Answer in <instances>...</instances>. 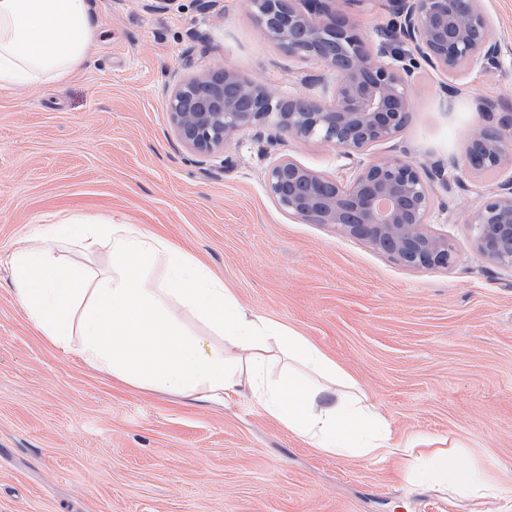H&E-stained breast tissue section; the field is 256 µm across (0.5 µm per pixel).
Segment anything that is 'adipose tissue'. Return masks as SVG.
Listing matches in <instances>:
<instances>
[{"label":"adipose tissue","instance_id":"1","mask_svg":"<svg viewBox=\"0 0 512 512\" xmlns=\"http://www.w3.org/2000/svg\"><path fill=\"white\" fill-rule=\"evenodd\" d=\"M100 31L90 0H0V89L23 90L67 80L92 62ZM51 245L12 259L16 294L29 318L55 346L80 337L89 365L146 389L174 393H249L268 415L313 448L372 462L407 461L404 477L478 503L512 498V477L458 461L455 447L429 438L394 440L383 415L355 380L294 330L242 307L222 281L182 252L127 224L67 221L52 225ZM107 247L111 263L95 280L65 269L56 244ZM164 258L169 284L148 270ZM193 310L222 336L225 349L185 334L167 314L170 299ZM300 363L304 374L271 365Z\"/></svg>","mask_w":512,"mask_h":512}]
</instances>
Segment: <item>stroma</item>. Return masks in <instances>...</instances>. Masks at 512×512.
<instances>
[{
  "instance_id": "obj_1",
  "label": "stroma",
  "mask_w": 512,
  "mask_h": 512,
  "mask_svg": "<svg viewBox=\"0 0 512 512\" xmlns=\"http://www.w3.org/2000/svg\"><path fill=\"white\" fill-rule=\"evenodd\" d=\"M92 65L62 83L0 89V512H512L408 484L399 460L320 452L247 395L224 401L149 390L55 346L28 318L10 259L70 217H109L187 253L238 301L307 337L358 382L395 438L461 447L470 464L512 475V273L480 257L471 215L512 165L464 172L473 127L490 99L512 107V0H482L502 66L447 78L415 72L393 140L347 157L273 127H248L195 156L165 99L179 80L230 69L284 99L317 95L320 62L288 56L246 0H95ZM370 43L389 0H337ZM402 157L444 167L433 230L445 268H413L329 224L282 210L265 186L289 158L349 181L360 162Z\"/></svg>"
}]
</instances>
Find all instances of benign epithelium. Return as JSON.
I'll return each mask as SVG.
<instances>
[{"label": "benign epithelium", "mask_w": 512, "mask_h": 512, "mask_svg": "<svg viewBox=\"0 0 512 512\" xmlns=\"http://www.w3.org/2000/svg\"><path fill=\"white\" fill-rule=\"evenodd\" d=\"M274 0H248L263 33L288 54L322 62L332 81L327 98L309 99L303 112L267 86L232 70L203 71L178 83L166 111L181 140L208 156L241 129L270 125L302 140L327 142L343 155L394 139L410 109L415 68L424 62L460 77L471 67L502 65L501 48L491 37L492 22L480 0H393L401 40L413 47L406 58L374 48L336 9V0H288L274 13ZM512 161V113L495 126L470 135L464 166L475 174ZM448 183L442 172L422 174L401 157L360 164L343 184L291 159L274 162L266 190L281 209L310 224H331L416 268L448 266V235L431 229L432 183ZM480 256L512 271V179L500 185L471 218Z\"/></svg>", "instance_id": "1"}]
</instances>
